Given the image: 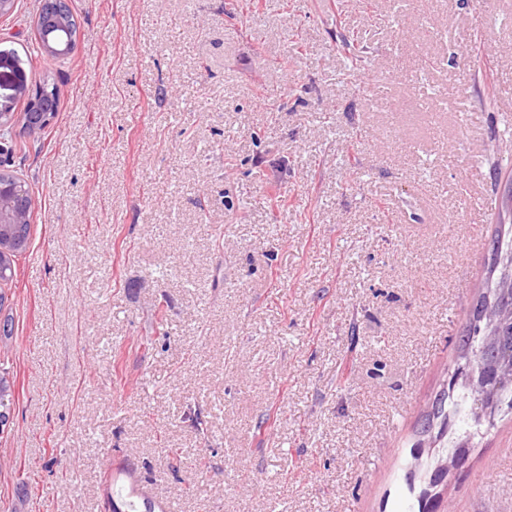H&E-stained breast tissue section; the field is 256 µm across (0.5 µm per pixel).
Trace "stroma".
I'll return each mask as SVG.
<instances>
[{
    "instance_id": "35a3bbf8",
    "label": "stroma",
    "mask_w": 512,
    "mask_h": 512,
    "mask_svg": "<svg viewBox=\"0 0 512 512\" xmlns=\"http://www.w3.org/2000/svg\"><path fill=\"white\" fill-rule=\"evenodd\" d=\"M69 4L63 58L38 0L0 19L59 89L0 153L36 201L0 287V512H105L121 465L177 512H418L512 182V0ZM469 448L432 512H512V410ZM67 0H42L36 19V29L44 53L47 56L62 57L70 52L73 42H63L58 32L72 31L69 25L71 16L67 9Z\"/></svg>"
}]
</instances>
